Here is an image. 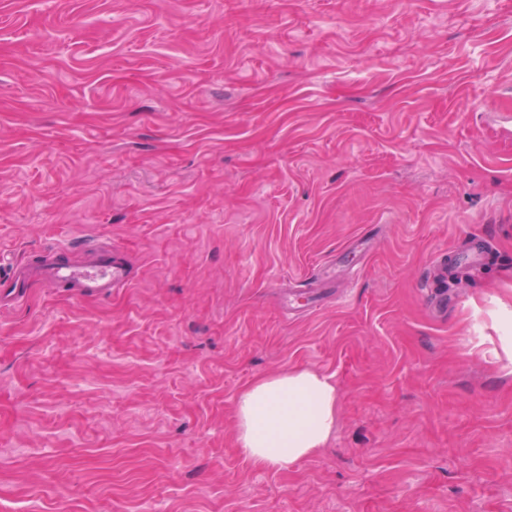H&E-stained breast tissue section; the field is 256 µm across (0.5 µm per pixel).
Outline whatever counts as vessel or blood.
<instances>
[{"label": "vessel or blood", "instance_id": "vessel-or-blood-1", "mask_svg": "<svg viewBox=\"0 0 512 512\" xmlns=\"http://www.w3.org/2000/svg\"><path fill=\"white\" fill-rule=\"evenodd\" d=\"M85 263L65 262L47 253L45 260L35 266L11 265L0 268V307L23 303L33 282L50 288H66L82 298L111 295L113 289L127 288L134 277L127 263L112 251L111 245L88 248Z\"/></svg>", "mask_w": 512, "mask_h": 512}]
</instances>
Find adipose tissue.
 Returning <instances> with one entry per match:
<instances>
[{
    "label": "adipose tissue",
    "mask_w": 512,
    "mask_h": 512,
    "mask_svg": "<svg viewBox=\"0 0 512 512\" xmlns=\"http://www.w3.org/2000/svg\"><path fill=\"white\" fill-rule=\"evenodd\" d=\"M236 439L262 468L285 469L324 448L336 432L337 392L330 376L293 368L244 386L235 400Z\"/></svg>",
    "instance_id": "ef3b65f1"
}]
</instances>
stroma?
Masks as SVG:
<instances>
[{
    "label": "stroma",
    "mask_w": 512,
    "mask_h": 512,
    "mask_svg": "<svg viewBox=\"0 0 512 512\" xmlns=\"http://www.w3.org/2000/svg\"><path fill=\"white\" fill-rule=\"evenodd\" d=\"M100 241L0 310V512H512V0H0V256ZM302 367L336 434L257 468ZM61 250L70 248L46 252V259L35 266L20 267L14 263L0 268V307L23 303L36 280L48 288H69L73 295L82 298L110 296L113 288H129L134 280L129 266L113 253L111 244L88 248L84 264L56 259ZM331 377L309 368L263 376L235 400L238 448L255 466L288 469L324 448L336 432Z\"/></svg>",
    "instance_id": "stroma-1"
}]
</instances>
